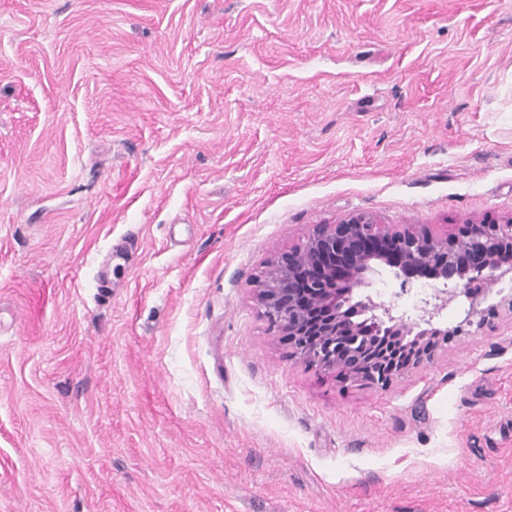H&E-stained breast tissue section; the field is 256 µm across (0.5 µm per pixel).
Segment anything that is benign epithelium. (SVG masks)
I'll list each match as a JSON object with an SVG mask.
<instances>
[{"mask_svg":"<svg viewBox=\"0 0 512 512\" xmlns=\"http://www.w3.org/2000/svg\"><path fill=\"white\" fill-rule=\"evenodd\" d=\"M382 269L392 271L404 288L427 275L442 287L411 318L364 291ZM509 274L512 217L503 224H464L450 236H437L423 224L389 227L358 212L317 226L304 247L278 254L255 291L270 327L288 337L297 355L310 365L339 370L354 382L382 384L384 377L375 365L387 366L388 353L366 359L356 323L340 301L354 303L380 332L404 348L407 360L392 367L395 377L434 361L439 337L452 335L436 319L456 299L459 285L479 283L488 288ZM501 308L512 316V294L489 309L471 303L461 324L480 332Z\"/></svg>","mask_w":512,"mask_h":512,"instance_id":"benign-epithelium-1","label":"benign epithelium"}]
</instances>
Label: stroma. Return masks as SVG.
Listing matches in <instances>:
<instances>
[{"label":"stroma","mask_w":512,"mask_h":512,"mask_svg":"<svg viewBox=\"0 0 512 512\" xmlns=\"http://www.w3.org/2000/svg\"><path fill=\"white\" fill-rule=\"evenodd\" d=\"M355 212L512 216V0H0V512H512V317L380 387L263 316Z\"/></svg>","instance_id":"35a3bbf8"}]
</instances>
